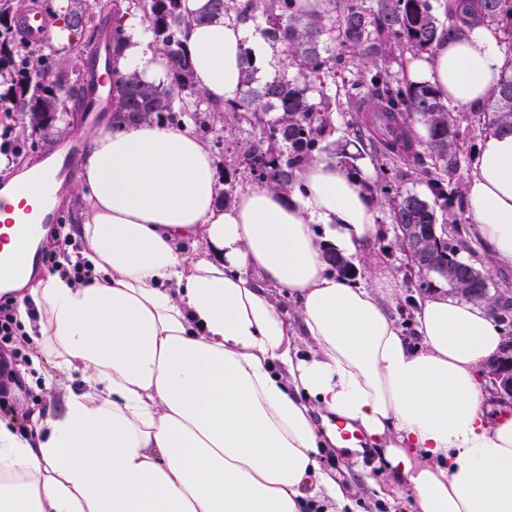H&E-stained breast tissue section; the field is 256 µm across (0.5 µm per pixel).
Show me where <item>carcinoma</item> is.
<instances>
[{
    "label": "carcinoma",
    "instance_id": "cac0c4a2",
    "mask_svg": "<svg viewBox=\"0 0 512 512\" xmlns=\"http://www.w3.org/2000/svg\"><path fill=\"white\" fill-rule=\"evenodd\" d=\"M125 2L109 12L105 0H68L58 16L61 29L69 32L67 43L47 52L18 25L24 0H0V77L11 82L10 95L0 94L4 118L17 112L32 128L51 131L58 113L85 111L94 100L88 97L84 74L97 62L85 50L101 28L109 27L112 42L102 59L112 71L113 112L170 124L188 115L203 139L228 133L229 118L247 123L258 129V139L243 149V178L288 192L303 167L325 150L323 142L333 134L332 92L341 91L351 109L348 127L368 133L381 161L380 177L369 187L372 200L387 208L394 228L419 225L432 239L438 264L473 265L477 251L454 240L457 220L448 210L462 195L457 172L467 137L459 126L476 117L488 135L512 124V0H337L334 12L317 14L304 12L300 0H209V11L195 18L182 13V0ZM136 15L170 60L165 83L146 84L116 69L127 40L123 19ZM220 15L254 21L261 37L281 51L285 73L254 86V55L245 48L246 90L238 102L224 107L229 116L218 120V109L194 81L187 33L192 24ZM478 24L495 27L509 56L490 96V111L452 112L429 85L393 76L396 59L429 53L442 38H460ZM66 59L70 73L63 69ZM272 112L276 116L271 118ZM409 177L424 182L429 196L402 191ZM327 262L341 277L356 274L338 253L328 254Z\"/></svg>",
    "mask_w": 512,
    "mask_h": 512
}]
</instances>
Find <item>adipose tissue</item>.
<instances>
[{
  "label": "adipose tissue",
  "mask_w": 512,
  "mask_h": 512,
  "mask_svg": "<svg viewBox=\"0 0 512 512\" xmlns=\"http://www.w3.org/2000/svg\"><path fill=\"white\" fill-rule=\"evenodd\" d=\"M124 27L118 69L166 80L150 33L135 18ZM250 43L267 49L236 20L190 29L211 104L239 100ZM505 66L498 35L477 25L411 75L475 112ZM91 143L72 188L87 210L65 229L90 279L0 285L52 357L43 385L57 396L26 429L0 419V512H355L323 466L331 448L376 453L410 512H512V416H487L480 375L504 330L487 305L429 294L414 305V345L391 317L389 271L373 267L361 285L328 272L325 242L349 254L375 244L359 178L318 158L298 190L256 184L224 208L190 123L121 120ZM464 195L487 259L512 266V127L481 139ZM76 373L82 388L63 384Z\"/></svg>",
  "instance_id": "adipose-tissue-1"
}]
</instances>
